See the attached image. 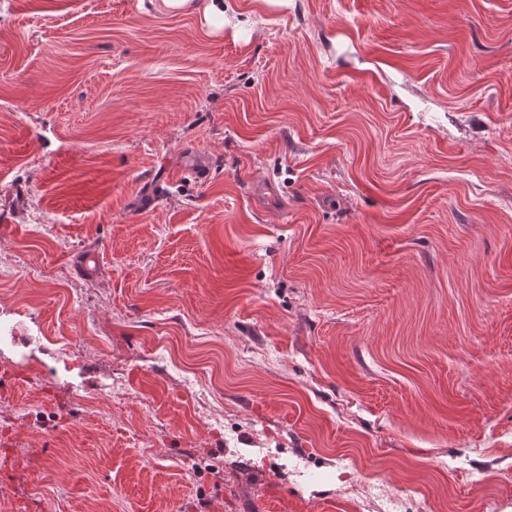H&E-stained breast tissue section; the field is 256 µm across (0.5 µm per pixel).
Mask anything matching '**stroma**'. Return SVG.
<instances>
[{
  "label": "stroma",
  "mask_w": 512,
  "mask_h": 512,
  "mask_svg": "<svg viewBox=\"0 0 512 512\" xmlns=\"http://www.w3.org/2000/svg\"><path fill=\"white\" fill-rule=\"evenodd\" d=\"M0 0V512H512V0Z\"/></svg>",
  "instance_id": "stroma-1"
}]
</instances>
